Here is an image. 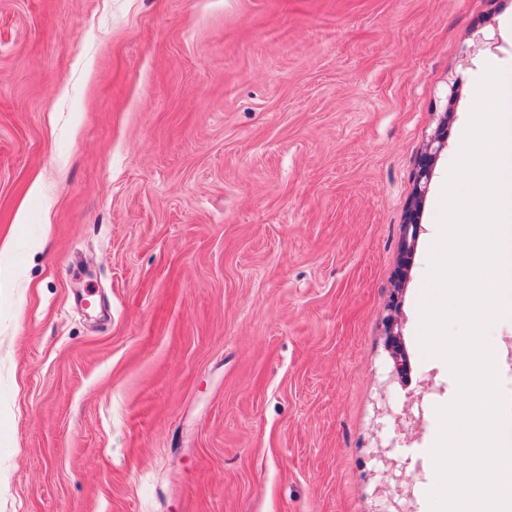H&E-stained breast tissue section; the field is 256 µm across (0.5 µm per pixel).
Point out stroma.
Here are the masks:
<instances>
[{"instance_id":"obj_1","label":"stroma","mask_w":512,"mask_h":512,"mask_svg":"<svg viewBox=\"0 0 512 512\" xmlns=\"http://www.w3.org/2000/svg\"><path fill=\"white\" fill-rule=\"evenodd\" d=\"M489 65L512 0H0V512H386L388 457L429 512L418 297ZM452 115L453 112L449 108L443 113L437 129L426 144L418 163V170L414 178L410 201L403 224L401 225L400 250L402 255V268L396 288L397 295L403 291L408 278V272L419 233L420 213L427 194L428 184L432 177L434 161L445 146L444 137L448 129V121L451 119ZM395 297L389 306V313L385 322L386 348L393 361L395 373L398 377H402L408 368L409 357L403 342V336L399 328L400 325V309L399 301Z\"/></svg>"}]
</instances>
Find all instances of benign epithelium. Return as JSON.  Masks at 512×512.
Returning <instances> with one entry per match:
<instances>
[{
	"mask_svg": "<svg viewBox=\"0 0 512 512\" xmlns=\"http://www.w3.org/2000/svg\"><path fill=\"white\" fill-rule=\"evenodd\" d=\"M452 115L453 112L450 109L443 113L437 129L426 144L418 163L410 201L403 224L401 225L400 250L402 268L396 288L398 293L403 291L408 278L419 233L420 213L427 194L428 184L432 177L434 161L445 146L444 137L448 129V121ZM399 325V301L394 299L391 302L385 322L386 348L393 361L395 373L401 377L408 368L409 357ZM385 464L387 469L385 471L384 489L389 493L388 502L390 505V509L387 512H409L407 501L411 499L412 479L403 468L398 466L395 460L387 458L385 459Z\"/></svg>",
	"mask_w": 512,
	"mask_h": 512,
	"instance_id": "benign-epithelium-1",
	"label": "benign epithelium"
}]
</instances>
